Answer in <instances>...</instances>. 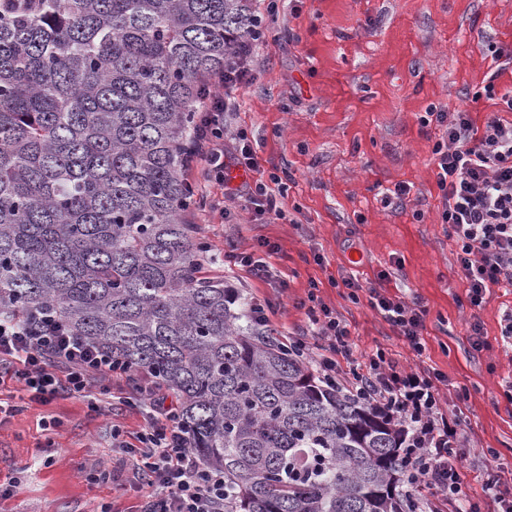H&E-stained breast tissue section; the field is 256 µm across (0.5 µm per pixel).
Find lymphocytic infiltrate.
Wrapping results in <instances>:
<instances>
[{"label":"lymphocytic infiltrate","mask_w":512,"mask_h":512,"mask_svg":"<svg viewBox=\"0 0 512 512\" xmlns=\"http://www.w3.org/2000/svg\"><path fill=\"white\" fill-rule=\"evenodd\" d=\"M265 37L266 25L257 21L228 70L210 79L189 151V165L205 163L227 187L232 184L231 168L259 167L242 132L237 155L225 162L224 114L233 106L234 88L253 79V49ZM473 98L499 99L502 110L486 113L478 125L469 110L432 106L421 123L442 129L433 149L439 218L457 242L469 306L476 309L488 288L512 286V120L505 118L512 113V91L498 93L490 82ZM369 304L402 337L410 354L422 355L426 310L420 302L373 288ZM307 319L314 335L327 342L325 354L316 357L321 376L404 420L410 441L406 512H428L432 495L440 498L445 512H481L461 474L455 416L448 411L441 376L399 366L380 351L357 360L346 324L320 302L308 307ZM126 376L110 351L69 334L50 308H39L22 320L0 314V378L15 383L19 400L47 403L79 395L88 398L92 415L104 416L109 409L91 401L92 390ZM131 379L148 425L132 443L121 430H113L112 445L134 459L143 479L141 512H224L223 470L207 466L190 448L176 404L162 386L141 375Z\"/></svg>","instance_id":"lymphocytic-infiltrate-1"}]
</instances>
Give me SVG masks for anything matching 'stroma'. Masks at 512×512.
<instances>
[{"instance_id": "1", "label": "stroma", "mask_w": 512, "mask_h": 512, "mask_svg": "<svg viewBox=\"0 0 512 512\" xmlns=\"http://www.w3.org/2000/svg\"><path fill=\"white\" fill-rule=\"evenodd\" d=\"M253 0L270 12L265 42L254 55L255 78L238 90L226 116L225 156L245 132L260 168L234 197L208 176L189 171L201 205L185 215L210 249L202 270L250 298L268 301V323L286 341L308 333L309 290L344 320L356 358L384 350L403 366L441 373L442 391L460 418L463 474L473 480L487 453L512 465V345L501 320L512 287L489 288L479 312L467 302L457 246L438 216L440 191L435 126L420 118L430 105L471 107L475 123L495 111L472 103L494 81L512 90V64L493 70L489 45H512V0ZM263 183L282 212L253 217L251 190ZM410 193L386 204L396 184ZM223 200V211L212 210ZM275 244L271 284L228 262L232 250ZM344 278L362 289L341 287ZM419 301L427 310L425 350L410 356L402 339L371 309L368 288ZM487 343L471 346L470 316ZM135 392L112 383V411L95 418L82 397L32 403L0 422V477L17 491L0 497V512H138L141 492L130 461L112 449V426L134 437L146 420L128 405Z\"/></svg>"}]
</instances>
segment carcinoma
<instances>
[{
	"instance_id": "carcinoma-1",
	"label": "carcinoma",
	"mask_w": 512,
	"mask_h": 512,
	"mask_svg": "<svg viewBox=\"0 0 512 512\" xmlns=\"http://www.w3.org/2000/svg\"><path fill=\"white\" fill-rule=\"evenodd\" d=\"M253 0H0V312L53 308L178 399L224 512H402L398 421L203 275L184 175Z\"/></svg>"
}]
</instances>
